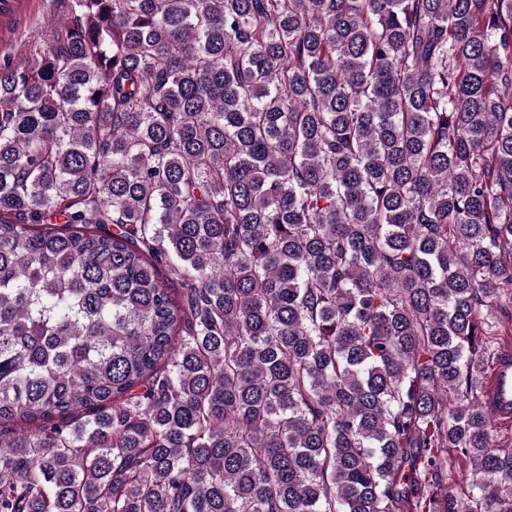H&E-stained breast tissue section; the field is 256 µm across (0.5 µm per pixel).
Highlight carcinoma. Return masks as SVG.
Instances as JSON below:
<instances>
[{
    "label": "carcinoma",
    "instance_id": "cac0c4a2",
    "mask_svg": "<svg viewBox=\"0 0 512 512\" xmlns=\"http://www.w3.org/2000/svg\"><path fill=\"white\" fill-rule=\"evenodd\" d=\"M51 12L0 54V512H512V0ZM489 318L503 324L501 334L495 336L496 344L487 354V365L490 357L503 345L511 348L497 357L487 376L483 389L482 402L492 419L500 427L491 421L492 434L497 441H510L512 439V298L503 297L489 312ZM511 319V323H510ZM509 322V323H508ZM507 333V334H506ZM471 471L470 462L448 452V490L461 494L466 489V479Z\"/></svg>",
    "mask_w": 512,
    "mask_h": 512
}]
</instances>
